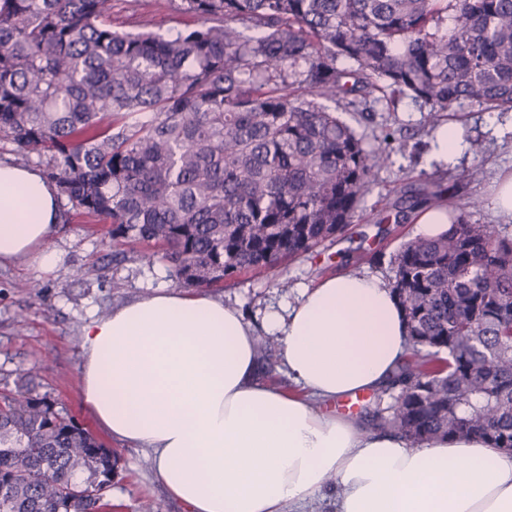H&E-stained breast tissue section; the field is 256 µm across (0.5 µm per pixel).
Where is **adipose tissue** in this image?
I'll return each instance as SVG.
<instances>
[{
	"instance_id": "ef3b65f1",
	"label": "adipose tissue",
	"mask_w": 512,
	"mask_h": 512,
	"mask_svg": "<svg viewBox=\"0 0 512 512\" xmlns=\"http://www.w3.org/2000/svg\"><path fill=\"white\" fill-rule=\"evenodd\" d=\"M57 190L0 162V264L51 268ZM302 391L257 376L256 336L235 306L160 287L83 330L84 403L113 439L148 449L188 512H302L328 488L336 512H512V454L468 436L413 444L324 405L384 386L406 353L390 284L343 274L271 313Z\"/></svg>"
}]
</instances>
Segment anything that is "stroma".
I'll list each match as a JSON object with an SVG mask.
<instances>
[{
  "instance_id": "1",
  "label": "stroma",
  "mask_w": 512,
  "mask_h": 512,
  "mask_svg": "<svg viewBox=\"0 0 512 512\" xmlns=\"http://www.w3.org/2000/svg\"><path fill=\"white\" fill-rule=\"evenodd\" d=\"M179 0H143L137 14L123 0H112V27L120 32L160 34L193 26L180 14ZM335 109L366 144L381 148L386 163L376 170L371 189L358 205L345 233L317 252L281 262L269 273L242 272L213 290L215 299L234 305L265 336L266 316L283 311L299 297L302 286L328 277L357 272L394 278V258L402 244L415 238L413 219L379 232L376 219L406 187L430 182L447 187L452 206L469 212L471 221L504 225L496 216L492 186L499 174L512 172V111L465 104L455 107L465 142L479 141L481 154L465 150L446 164L434 156L431 108L408 95L375 94L351 107L339 101ZM477 209H469L471 200ZM57 255L47 271L18 260L0 266V389L16 386V369L31 370L39 393L64 406L105 447L121 457L110 502L113 512H141L152 504L156 512H186L153 478L149 450L113 442L84 405L80 386L84 326L115 307L160 286H172L162 259L140 258L139 246L112 239L101 222L62 205L60 221L49 241Z\"/></svg>"
}]
</instances>
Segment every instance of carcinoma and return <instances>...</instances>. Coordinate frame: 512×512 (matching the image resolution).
Listing matches in <instances>:
<instances>
[{"mask_svg": "<svg viewBox=\"0 0 512 512\" xmlns=\"http://www.w3.org/2000/svg\"><path fill=\"white\" fill-rule=\"evenodd\" d=\"M178 10L198 23L169 36L112 29V0H0V137L112 239L160 249L181 288L269 271L352 223L384 153L321 100L409 93L435 127L464 102L512 111V0ZM446 192H403L395 220ZM392 292L410 352L365 414L413 443L512 452V232L462 213L403 244ZM17 387L0 394V512L111 508L117 454L27 375Z\"/></svg>", "mask_w": 512, "mask_h": 512, "instance_id": "cac0c4a2", "label": "carcinoma"}]
</instances>
